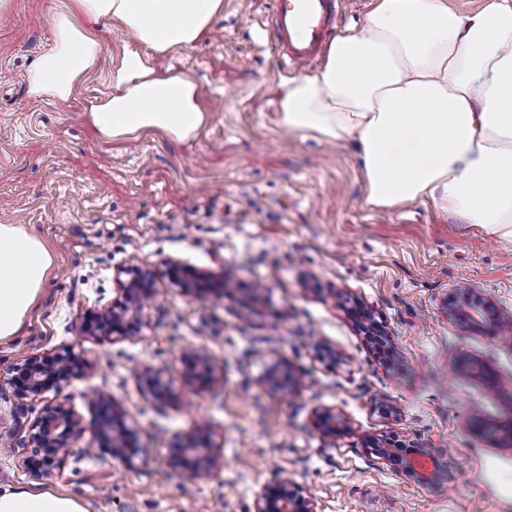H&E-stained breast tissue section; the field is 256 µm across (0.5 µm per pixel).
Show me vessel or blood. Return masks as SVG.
Wrapping results in <instances>:
<instances>
[{"instance_id": "obj_1", "label": "vessel or blood", "mask_w": 512, "mask_h": 512, "mask_svg": "<svg viewBox=\"0 0 512 512\" xmlns=\"http://www.w3.org/2000/svg\"><path fill=\"white\" fill-rule=\"evenodd\" d=\"M343 0H270L263 28L281 67L318 60L331 39Z\"/></svg>"}]
</instances>
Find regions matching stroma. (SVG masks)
I'll use <instances>...</instances> for the list:
<instances>
[{"mask_svg": "<svg viewBox=\"0 0 512 512\" xmlns=\"http://www.w3.org/2000/svg\"><path fill=\"white\" fill-rule=\"evenodd\" d=\"M65 2L8 0L0 11V223L28 225L56 250L30 323L0 344V481L66 493L88 512H253L285 472L317 512H512V448L473 423L512 425V243L429 205L371 208L345 148L280 127L283 72L257 24L268 0H224L206 37L157 58L199 86L207 120L195 139L101 140L88 108L111 90L122 30L101 27L100 66L68 101L30 100L22 82ZM169 260L216 280L231 269L238 288L220 301L185 293ZM132 266L155 274L140 334L83 335L84 315L119 299ZM463 287L488 306L477 321L448 316ZM360 306L383 327L391 359L357 331ZM67 346L91 364L57 393L84 433L60 468L35 472L25 458L41 404L17 398L8 380L24 356ZM188 347L204 354L209 380L184 365ZM461 357L490 378L457 369ZM275 361L296 380L288 395L264 383ZM155 374L166 401L144 386ZM99 397L139 431L132 466L86 452ZM325 411L345 430L325 436ZM204 423L224 465L187 481L163 459L174 436ZM391 436L436 455L435 481L374 454L370 440Z\"/></svg>", "mask_w": 512, "mask_h": 512, "instance_id": "stroma-1", "label": "stroma"}]
</instances>
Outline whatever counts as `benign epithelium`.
<instances>
[{
	"mask_svg": "<svg viewBox=\"0 0 512 512\" xmlns=\"http://www.w3.org/2000/svg\"><path fill=\"white\" fill-rule=\"evenodd\" d=\"M130 278L118 280L120 299L112 307L91 314L83 325L89 336L102 334L116 340L136 335L142 325L144 310L155 293L153 274L137 270L129 272ZM168 275L177 287L185 292L210 290V276L195 269L168 262ZM482 299L469 289L452 302L451 314L469 315L479 311ZM89 362L71 349L44 355H31L13 368L10 378L15 395L20 399L41 401L43 405L34 423L32 440L34 452L27 457L28 466L50 471L59 467L69 455L71 448L83 433L80 418L66 403L47 400L45 394L69 382ZM267 386L274 392L288 394L292 382L288 367L280 362L270 365L265 376ZM210 428L201 425L197 434L176 437L170 443L164 460L166 468L179 473L188 480L211 474L221 466L223 460L215 454L209 442ZM96 438L102 450L114 461L129 465L139 452L136 433L127 425L126 413L117 403L106 404L105 412L96 430ZM401 443L386 438L374 442V452L396 467L418 472L423 483L434 481L438 473L437 461L424 459L419 453L402 455ZM254 512H316L314 500L288 475L265 486L255 502Z\"/></svg>",
	"mask_w": 512,
	"mask_h": 512,
	"instance_id": "7a95c632",
	"label": "benign epithelium"
}]
</instances>
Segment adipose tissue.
Instances as JSON below:
<instances>
[{"mask_svg": "<svg viewBox=\"0 0 512 512\" xmlns=\"http://www.w3.org/2000/svg\"><path fill=\"white\" fill-rule=\"evenodd\" d=\"M224 0H68L53 41L23 82L36 101L68 100L99 65L101 20L129 37L112 59L113 91L88 116L106 141L138 133L193 138L206 121L187 74L158 56L207 35ZM277 121L347 145L367 205L428 204L512 240V0L468 13L447 0H376L360 29L341 33L310 74L280 79ZM56 262L24 224H0V344L33 314ZM0 512H87L67 494L0 482Z\"/></svg>", "mask_w": 512, "mask_h": 512, "instance_id": "1", "label": "adipose tissue"}]
</instances>
